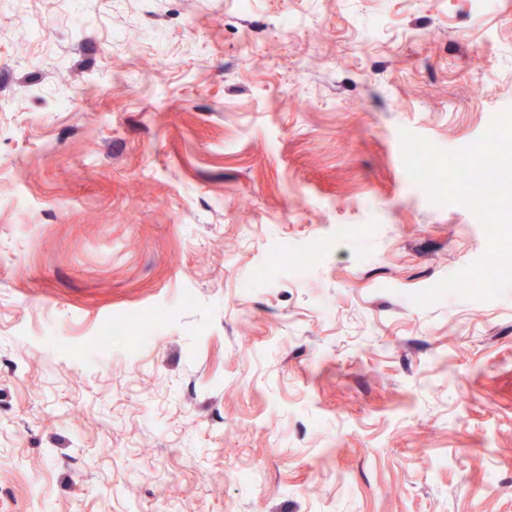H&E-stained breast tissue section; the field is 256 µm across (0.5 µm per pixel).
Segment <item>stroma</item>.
Listing matches in <instances>:
<instances>
[{"instance_id":"obj_1","label":"stroma","mask_w":512,"mask_h":512,"mask_svg":"<svg viewBox=\"0 0 512 512\" xmlns=\"http://www.w3.org/2000/svg\"><path fill=\"white\" fill-rule=\"evenodd\" d=\"M511 108L512 0H0V512H512V289L411 302L487 239L400 142Z\"/></svg>"}]
</instances>
